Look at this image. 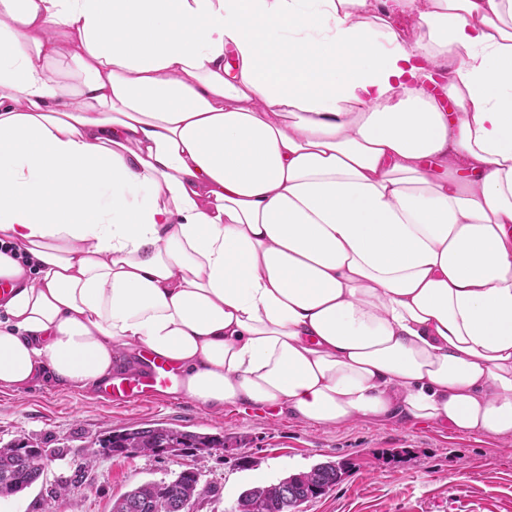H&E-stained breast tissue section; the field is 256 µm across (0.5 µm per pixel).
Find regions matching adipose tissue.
<instances>
[{"label":"adipose tissue","instance_id":"1","mask_svg":"<svg viewBox=\"0 0 512 512\" xmlns=\"http://www.w3.org/2000/svg\"><path fill=\"white\" fill-rule=\"evenodd\" d=\"M402 6L0 0V389L512 436V0Z\"/></svg>","mask_w":512,"mask_h":512}]
</instances>
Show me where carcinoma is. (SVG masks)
<instances>
[{"label":"carcinoma","mask_w":512,"mask_h":512,"mask_svg":"<svg viewBox=\"0 0 512 512\" xmlns=\"http://www.w3.org/2000/svg\"><path fill=\"white\" fill-rule=\"evenodd\" d=\"M103 453L161 456L178 449L213 450L224 447V436L178 430L163 424L109 431L96 439ZM70 451L44 448L40 443L19 440L0 447V499L23 492L44 475L49 463L63 460ZM342 468L320 463L267 486L244 491L235 512H301L305 503L318 498L341 479ZM202 472L186 468L171 480L146 482L126 492L112 512H189L198 498Z\"/></svg>","instance_id":"cac0c4a2"}]
</instances>
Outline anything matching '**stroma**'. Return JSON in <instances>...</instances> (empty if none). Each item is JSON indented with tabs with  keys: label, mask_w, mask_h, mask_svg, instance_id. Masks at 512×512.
Returning a JSON list of instances; mask_svg holds the SVG:
<instances>
[{
	"label": "stroma",
	"mask_w": 512,
	"mask_h": 512,
	"mask_svg": "<svg viewBox=\"0 0 512 512\" xmlns=\"http://www.w3.org/2000/svg\"><path fill=\"white\" fill-rule=\"evenodd\" d=\"M155 423L220 434L223 451L162 456L98 454L65 496L52 498L69 461L0 503V512H111L113 501L149 481L198 465L218 496L194 512H235L245 489L269 485L320 462L345 463L341 481L304 512H512V437L472 434L431 421L323 426L266 408L214 413L186 397L110 404L93 388L46 379L0 390V446L29 437L49 448H93L108 431Z\"/></svg>",
	"instance_id": "35a3bbf8"
}]
</instances>
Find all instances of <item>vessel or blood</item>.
Masks as SVG:
<instances>
[{
    "mask_svg": "<svg viewBox=\"0 0 512 512\" xmlns=\"http://www.w3.org/2000/svg\"><path fill=\"white\" fill-rule=\"evenodd\" d=\"M181 372L166 359L145 353L134 369L118 368L97 386L103 399L116 404H130L180 394Z\"/></svg>",
    "mask_w": 512,
    "mask_h": 512,
    "instance_id": "b4317fda",
    "label": "vessel or blood"
}]
</instances>
